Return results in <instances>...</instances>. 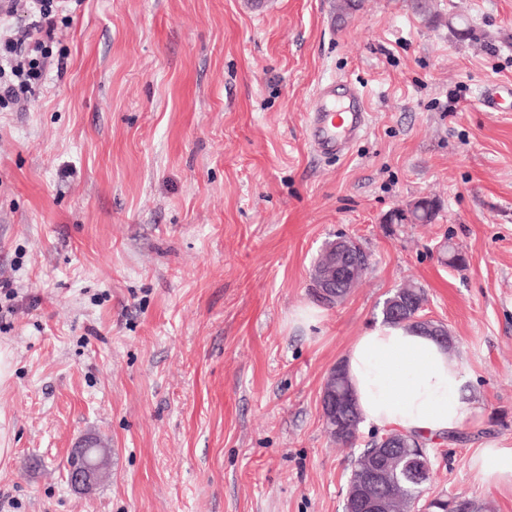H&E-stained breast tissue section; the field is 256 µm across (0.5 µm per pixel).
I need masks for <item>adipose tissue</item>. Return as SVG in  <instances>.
I'll return each mask as SVG.
<instances>
[{"instance_id": "adipose-tissue-1", "label": "adipose tissue", "mask_w": 512, "mask_h": 512, "mask_svg": "<svg viewBox=\"0 0 512 512\" xmlns=\"http://www.w3.org/2000/svg\"><path fill=\"white\" fill-rule=\"evenodd\" d=\"M342 365L366 428L437 439L477 416L458 358L411 324L376 322L353 341ZM468 466L486 486L512 491V448L488 442Z\"/></svg>"}]
</instances>
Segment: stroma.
<instances>
[{
	"instance_id": "35a3bbf8",
	"label": "stroma",
	"mask_w": 512,
	"mask_h": 512,
	"mask_svg": "<svg viewBox=\"0 0 512 512\" xmlns=\"http://www.w3.org/2000/svg\"><path fill=\"white\" fill-rule=\"evenodd\" d=\"M436 3L435 25L406 0L342 23L337 0L58 15L41 82L0 109V512H344L371 432L331 441L322 386L408 283L480 410L430 446L426 494L512 512L467 465L512 447V111L480 103L512 82V0ZM330 80L369 112L333 155L306 133ZM424 196L432 223H388ZM340 237L370 266L327 307L311 270ZM85 434L112 457L80 494L66 468Z\"/></svg>"
}]
</instances>
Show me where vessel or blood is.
Listing matches in <instances>:
<instances>
[{
	"mask_svg": "<svg viewBox=\"0 0 512 512\" xmlns=\"http://www.w3.org/2000/svg\"><path fill=\"white\" fill-rule=\"evenodd\" d=\"M334 84H326L318 91L322 106L309 115V134L315 146L322 152H343L348 144L365 128L369 114L362 96L354 90L346 98H335ZM481 99L485 106L495 109L512 103V85L499 84L486 87Z\"/></svg>",
	"mask_w": 512,
	"mask_h": 512,
	"instance_id": "obj_1",
	"label": "vessel or blood"
}]
</instances>
